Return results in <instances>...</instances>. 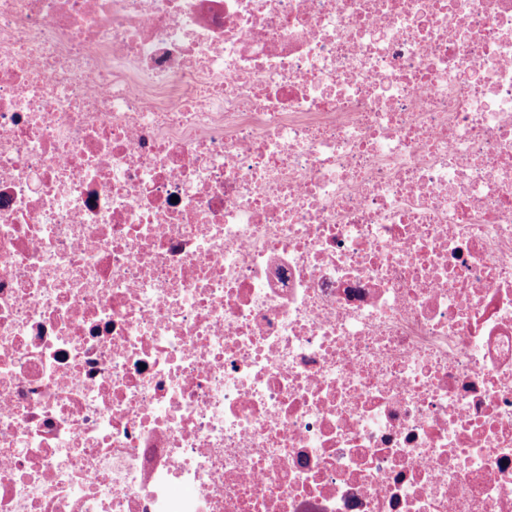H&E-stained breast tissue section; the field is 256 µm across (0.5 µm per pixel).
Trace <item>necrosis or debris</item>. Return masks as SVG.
Masks as SVG:
<instances>
[{
	"label": "necrosis or debris",
	"instance_id": "necrosis-or-debris-1",
	"mask_svg": "<svg viewBox=\"0 0 512 512\" xmlns=\"http://www.w3.org/2000/svg\"><path fill=\"white\" fill-rule=\"evenodd\" d=\"M0 512H512V0H0Z\"/></svg>",
	"mask_w": 512,
	"mask_h": 512
}]
</instances>
